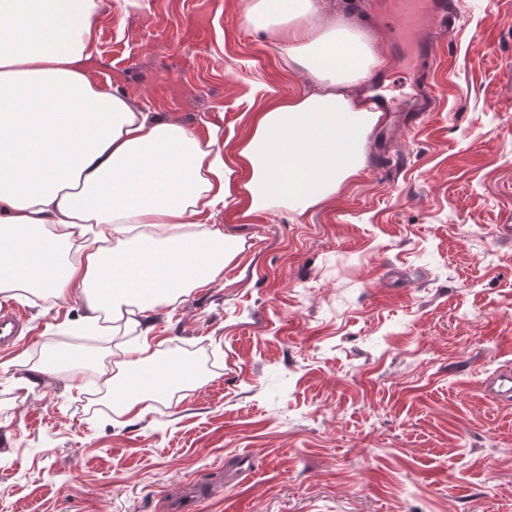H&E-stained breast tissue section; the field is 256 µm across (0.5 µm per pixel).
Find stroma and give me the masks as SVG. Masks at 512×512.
Wrapping results in <instances>:
<instances>
[{
	"label": "stroma",
	"instance_id": "1",
	"mask_svg": "<svg viewBox=\"0 0 512 512\" xmlns=\"http://www.w3.org/2000/svg\"><path fill=\"white\" fill-rule=\"evenodd\" d=\"M244 0H102L91 80L239 151L272 100L306 88ZM436 108L390 112L360 170L304 213L213 218L237 252L151 317L193 377L139 412L103 381L114 342L84 295L20 308L0 352L7 512H512V0H458L431 72ZM77 379L23 382L49 351ZM250 463L247 475L235 469ZM485 391L509 402L512 401V371L502 369L485 382Z\"/></svg>",
	"mask_w": 512,
	"mask_h": 512
}]
</instances>
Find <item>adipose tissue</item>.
Listing matches in <instances>:
<instances>
[{"mask_svg":"<svg viewBox=\"0 0 512 512\" xmlns=\"http://www.w3.org/2000/svg\"><path fill=\"white\" fill-rule=\"evenodd\" d=\"M101 0H0V293L87 298L83 325L134 331L118 350L133 411L166 386L149 314L216 280L233 255L216 208L241 192L250 211L302 213L361 167L374 108L348 90L379 60L361 35L318 24L323 0H247L311 88L274 101L240 151L232 185L218 139L144 111L88 75Z\"/></svg>","mask_w":512,"mask_h":512,"instance_id":"adipose-tissue-1","label":"adipose tissue"}]
</instances>
